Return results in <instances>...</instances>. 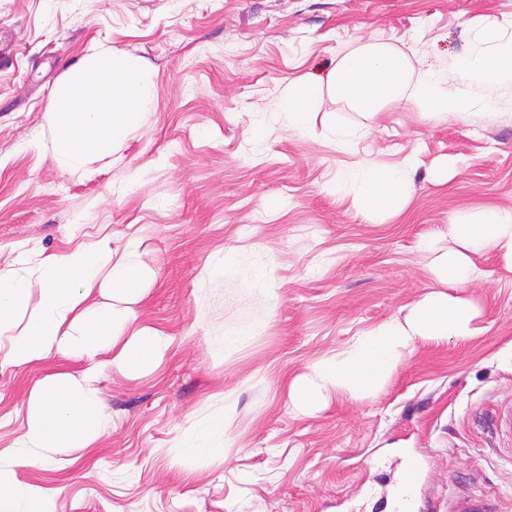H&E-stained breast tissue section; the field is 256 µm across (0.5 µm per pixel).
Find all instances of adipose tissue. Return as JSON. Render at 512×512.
<instances>
[{
	"label": "adipose tissue",
	"mask_w": 512,
	"mask_h": 512,
	"mask_svg": "<svg viewBox=\"0 0 512 512\" xmlns=\"http://www.w3.org/2000/svg\"><path fill=\"white\" fill-rule=\"evenodd\" d=\"M483 48L461 61L456 74L472 82L512 87V39H503L495 24L480 31ZM447 72L428 68L407 73L404 57L389 44L370 41L343 57L327 78L333 97L350 109L375 114L403 101L421 110H442L459 118L494 109L495 104L464 96L448 97ZM158 89L144 60L129 53L97 50L70 69L52 91L45 119L51 129L50 151L67 174H87L98 159L112 156L121 137L138 126L154 105ZM414 159L379 168L360 163L345 168L336 190L353 195L366 216L401 213ZM497 249L512 258V208L481 207L455 214L448 225V247L434 253L439 291L425 295L405 319L391 318L356 337L343 352L317 363L291 389L297 410L316 405L327 388L349 392L376 390L395 369L402 351L417 340L474 335L472 302L458 291L480 277L474 253ZM213 272L230 271L248 290L269 293V267L254 252L233 249L215 256ZM140 241L129 237L120 247L112 236L71 246L58 254L19 251L0 273V369L20 367L53 355L81 360L82 377L56 373L30 392L26 429L7 448L15 466L0 469V512H55L54 500L38 484L19 475L22 467L45 463L66 466L60 449L82 451L99 440L106 417L100 412L95 381L110 371L136 373L158 363L171 338L154 327L136 326L133 304L145 292ZM227 444L223 423L210 421L182 433L173 458L192 471L223 459Z\"/></svg>",
	"instance_id": "adipose-tissue-1"
}]
</instances>
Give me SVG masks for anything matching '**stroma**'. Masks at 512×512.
I'll use <instances>...</instances> for the list:
<instances>
[{
  "label": "stroma",
  "mask_w": 512,
  "mask_h": 512,
  "mask_svg": "<svg viewBox=\"0 0 512 512\" xmlns=\"http://www.w3.org/2000/svg\"><path fill=\"white\" fill-rule=\"evenodd\" d=\"M512 37V0H0V270L24 246L47 254L89 240L141 242L155 280L137 326L172 343L161 363L111 372L96 387L108 426L64 470L25 469L56 512H387L407 459L417 499L482 496L512 512V439L488 427L512 406V262L474 255L484 273L463 291L476 335L421 340L372 395L329 390L292 410L288 387L384 321L404 318L438 283L422 251L454 213L512 207V116L467 119L403 102L366 118L323 101L307 135L281 100L295 83L326 86L344 56L371 40L399 49L411 70H451L477 52L479 30ZM143 58L155 106L90 175L55 165L45 121L55 85L90 48ZM366 130L356 152L334 130ZM413 156L406 211L368 221L337 193L355 162ZM254 250L275 291L244 290L201 268L226 248ZM251 325L242 345L211 354L209 328ZM53 357L0 371V449L22 435L31 388L80 375ZM231 409L224 458L192 472L173 438Z\"/></svg>",
  "instance_id": "1"
}]
</instances>
